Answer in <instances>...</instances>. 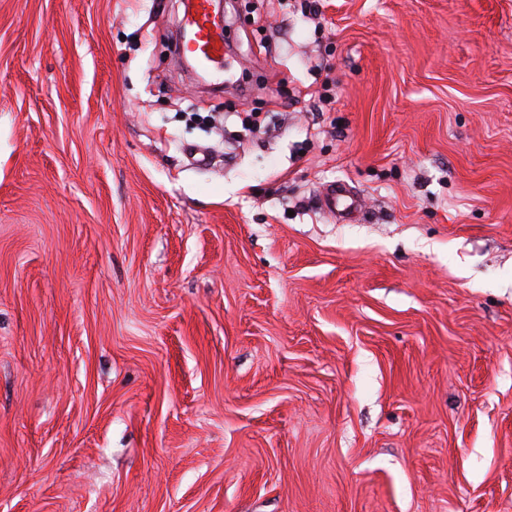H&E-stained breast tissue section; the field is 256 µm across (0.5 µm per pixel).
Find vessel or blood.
<instances>
[{
	"label": "vessel or blood",
	"instance_id": "obj_1",
	"mask_svg": "<svg viewBox=\"0 0 512 512\" xmlns=\"http://www.w3.org/2000/svg\"><path fill=\"white\" fill-rule=\"evenodd\" d=\"M179 48L203 69L218 71L226 65L224 41L219 24L212 16L210 0H192V11L183 26Z\"/></svg>",
	"mask_w": 512,
	"mask_h": 512
}]
</instances>
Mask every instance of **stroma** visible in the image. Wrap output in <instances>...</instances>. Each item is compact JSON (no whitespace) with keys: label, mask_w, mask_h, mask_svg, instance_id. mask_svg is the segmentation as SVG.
Listing matches in <instances>:
<instances>
[{"label":"stroma","mask_w":512,"mask_h":512,"mask_svg":"<svg viewBox=\"0 0 512 512\" xmlns=\"http://www.w3.org/2000/svg\"><path fill=\"white\" fill-rule=\"evenodd\" d=\"M183 17L0 0V512H512V0ZM192 11L183 26L179 48L188 53L195 64L202 69L218 71L226 65L224 38L220 35V26L210 10L211 0H191ZM325 205L331 212L335 213L336 210H356L360 206V201L352 196L346 188L345 190L336 191V188L332 187L327 193Z\"/></svg>","instance_id":"1"}]
</instances>
